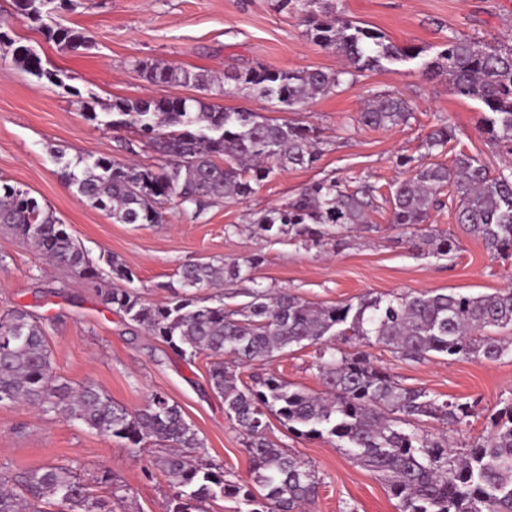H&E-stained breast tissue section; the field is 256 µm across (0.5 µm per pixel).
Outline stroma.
I'll return each instance as SVG.
<instances>
[{
  "label": "stroma",
  "mask_w": 512,
  "mask_h": 512,
  "mask_svg": "<svg viewBox=\"0 0 512 512\" xmlns=\"http://www.w3.org/2000/svg\"><path fill=\"white\" fill-rule=\"evenodd\" d=\"M278 0H72L52 14L51 24L76 28L89 47L67 49L18 14L12 0H0V30L36 50L63 85L37 79L0 44V179L27 190L52 209L97 265L114 257L135 274L134 288L160 304L188 264H221L261 253L265 260L248 278L224 283L226 306L243 302L248 289H284L321 305L355 304L365 296L390 298L407 292L492 293L512 288V259L493 256L455 221L453 188L432 212V229L459 237L461 251L437 259L413 248L409 235L390 225V208L371 213L375 228L346 233L340 249L301 242H270L250 222L251 213L279 205L303 186L325 178L366 181L380 193L406 178L400 158L451 163L454 153L477 156L492 171L512 169L484 129L477 102L458 96L447 77L425 74L422 63L449 35L492 43L512 40V0H339L346 16L380 31L388 42L416 46L419 59L368 70L354 83L310 100L298 112H272L266 100L243 91L230 97L209 93V103L244 108L277 122H297L324 140L313 166L272 174L243 202H218L192 217L177 202L167 204L161 224H118L84 201L63 176L100 156L135 159L145 166L161 158L139 143L130 129L115 130L90 119L115 99L193 97L191 86L154 84L140 61H160L220 79L250 68L319 69L337 72L345 60L312 41L299 16L278 8ZM395 94L410 108L407 124L370 129L356 118L372 94ZM447 123L454 137L446 153L422 146L432 127ZM133 143L125 151L124 143ZM20 307L45 318L53 372L71 386L92 384L113 402L142 408L153 393L177 403L199 431L204 459L223 465L228 479H253L247 437L224 413L210 386V360L186 359L123 314L106 308L95 291L64 265L52 263L12 231L0 228V311ZM375 365L404 386L424 388L439 400L470 402L476 414L461 426L432 422L424 433L447 439L460 452L485 439L496 412L512 404V358L473 362L434 357L412 362L372 347ZM241 381L274 374L292 387L323 389L314 347H294L267 362L239 366ZM266 434L318 473L321 485L308 512H399L384 482L333 443L296 435L268 417ZM151 445L131 447L54 414L21 404H0V477L46 464L77 463L87 480L107 476L120 512H165L172 491L156 465Z\"/></svg>",
  "instance_id": "obj_1"
}]
</instances>
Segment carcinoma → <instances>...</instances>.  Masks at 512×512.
Instances as JSON below:
<instances>
[{
    "mask_svg": "<svg viewBox=\"0 0 512 512\" xmlns=\"http://www.w3.org/2000/svg\"><path fill=\"white\" fill-rule=\"evenodd\" d=\"M67 0H14L17 11L40 24L48 39L76 48L88 43L83 32L48 26L49 4ZM301 15L313 41L344 57L350 68L336 73L318 69H248L229 76L219 93L249 90L278 110L297 112L308 100L325 95L356 74L419 58L422 50L386 42L336 9L335 0H279ZM18 61L38 79L60 82L40 57L19 45ZM429 74L445 73L454 92L478 102L487 133L512 154V45L450 36L436 55L423 63ZM137 67L153 83L206 88L208 75L159 62ZM105 125L132 129L165 164L155 170L99 157L80 172L64 171L77 194L108 211L121 224H161L165 205L177 201L195 217L216 199L240 202L277 170L304 168L319 157V138L298 123H278L247 109L223 108L201 98L115 99L102 105ZM410 118L405 99L376 95L359 113L369 128H393ZM452 128L441 125L422 142L427 154L442 153ZM400 165L411 175L393 185L389 203L394 227L417 231L431 212L440 210L442 190L459 196L456 221L481 240L488 252L512 257V172L493 173L477 157L459 152L452 165ZM377 188L364 183L352 190L336 178L306 185L288 202L253 214L268 239L342 246L351 228L375 231L369 212L377 208ZM0 226L12 230L40 254L65 266L96 288L108 308L169 345L182 356L211 359L212 388L224 399L225 414L248 436L253 484L225 479L224 467L200 456L198 430L181 408L161 393L130 411L112 404L102 389H78L58 382L51 370L45 327L23 308L0 314V403L23 402L44 413L61 414L108 437L136 446L161 449L157 465L171 479L173 493L166 512H198V504L230 497L239 512H301L320 484L316 472L285 452L264 433L265 417H278L292 432L327 438L354 460L384 479L399 500V512H512V405L495 420L483 441L456 455L448 440L430 438L413 428L427 418L459 426L468 423L474 405L439 401L423 388H406L374 365L364 347L381 345L402 360L424 361L432 355L494 362L512 355V338L494 335L512 330V289L491 294L407 293L391 299L365 297L357 305L314 306L285 291L258 286L249 301L224 307L216 297L207 304L202 289L241 277L263 255L221 265L197 263L183 268L179 288L156 305L134 289V274L115 258L109 271L95 266L52 210L29 192L0 181ZM427 254L441 257L461 249L453 235L424 234ZM356 339L361 349L344 352L340 341ZM317 347L316 367L323 392L293 389L274 374L238 385V365L264 361L294 346ZM114 512L112 497L92 489L71 464L28 469L9 486L0 482V512Z\"/></svg>",
    "mask_w": 512,
    "mask_h": 512,
    "instance_id": "cac0c4a2",
    "label": "carcinoma"
}]
</instances>
